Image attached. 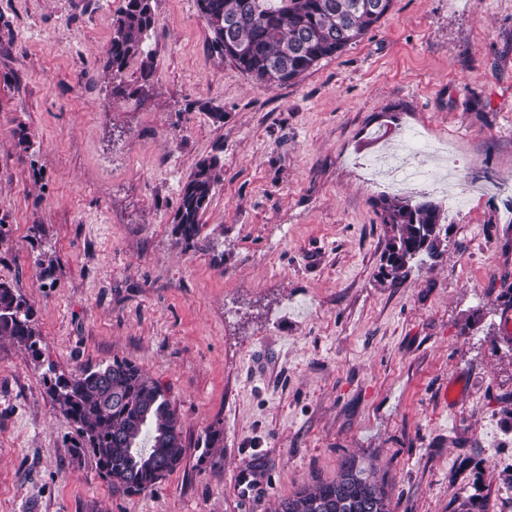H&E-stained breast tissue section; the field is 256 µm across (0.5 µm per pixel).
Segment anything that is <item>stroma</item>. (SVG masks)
<instances>
[{
  "mask_svg": "<svg viewBox=\"0 0 512 512\" xmlns=\"http://www.w3.org/2000/svg\"><path fill=\"white\" fill-rule=\"evenodd\" d=\"M123 4L0 0V281L41 332L36 359L0 339V512H275L349 458L393 512H512V0H395L271 88L212 53L195 0H153L130 98L101 68ZM411 125L462 158L464 206L389 286L357 162ZM213 156L187 248L180 188ZM115 358L169 387L186 447L131 497L72 456L43 381Z\"/></svg>",
  "mask_w": 512,
  "mask_h": 512,
  "instance_id": "1",
  "label": "stroma"
}]
</instances>
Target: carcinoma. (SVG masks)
Segmentation results:
<instances>
[{
    "mask_svg": "<svg viewBox=\"0 0 512 512\" xmlns=\"http://www.w3.org/2000/svg\"><path fill=\"white\" fill-rule=\"evenodd\" d=\"M153 0H125L112 21V36L102 69L112 94L133 97L144 86L129 87L125 72L141 61V79L149 81L152 53L146 39L154 25ZM394 0H196L211 30V46L260 85H288L321 61L364 38L388 14ZM219 180V160L200 162L179 194L175 214L179 242L199 239L200 217ZM386 250L380 280L404 281L412 262L438 254L441 206L386 196L378 203ZM0 337L31 355L39 352L40 331L32 304L12 284L0 281ZM55 408L76 427L75 457L92 456L112 494L141 495L172 474L185 455L182 424L169 391L127 359L86 366L44 378ZM224 450L223 431L208 433L202 457ZM277 512H391L385 484L376 472L345 460L336 479L305 487L280 501Z\"/></svg>",
    "mask_w": 512,
    "mask_h": 512,
    "instance_id": "carcinoma-1",
    "label": "carcinoma"
}]
</instances>
